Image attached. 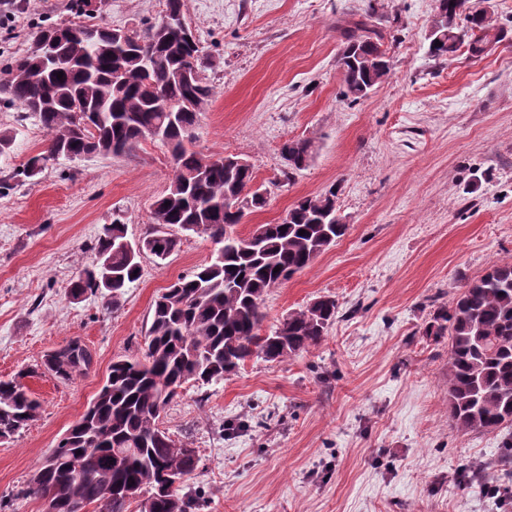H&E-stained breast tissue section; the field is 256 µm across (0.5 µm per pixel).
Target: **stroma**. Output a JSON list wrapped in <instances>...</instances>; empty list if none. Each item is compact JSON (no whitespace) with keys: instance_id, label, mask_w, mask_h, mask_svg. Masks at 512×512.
<instances>
[{"instance_id":"1","label":"stroma","mask_w":512,"mask_h":512,"mask_svg":"<svg viewBox=\"0 0 512 512\" xmlns=\"http://www.w3.org/2000/svg\"><path fill=\"white\" fill-rule=\"evenodd\" d=\"M373 0H184L211 64L215 95L198 116L193 146L236 155L268 191L238 234L273 224L301 197L337 188L349 229L313 264L272 289L265 328L315 298L339 313L320 347L267 363L254 359L217 385L190 383L162 427L195 448L189 481L199 512H501L512 491H461L470 469L496 459L498 433L463 431L448 418V337L426 335L435 310L494 263H512V0H489L503 40L481 58L437 60L426 35L435 0H375L392 69L371 94L341 96L340 22ZM159 0H108L98 21L137 28ZM0 28V65L30 46L40 26L74 23L68 0H11ZM14 143L0 157V379L22 376L42 404L37 420L0 442V498L10 512H42L21 495L34 470L95 397L113 361L142 354L157 295L209 259L187 236L142 276L114 310L100 296L73 303L66 287L92 259L101 225L120 217L142 237L172 161L150 139L132 155L49 162L47 132L0 106ZM314 140L310 165L284 178L282 144ZM80 339L91 369L72 381L42 367Z\"/></svg>"}]
</instances>
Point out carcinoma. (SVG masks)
Returning a JSON list of instances; mask_svg holds the SVG:
<instances>
[{
  "instance_id": "cac0c4a2",
  "label": "carcinoma",
  "mask_w": 512,
  "mask_h": 512,
  "mask_svg": "<svg viewBox=\"0 0 512 512\" xmlns=\"http://www.w3.org/2000/svg\"><path fill=\"white\" fill-rule=\"evenodd\" d=\"M436 12L428 51L437 59L446 60L463 46L481 57L502 41L488 13L470 0H436ZM170 14L184 15L183 0H165L156 21L128 29L124 37H113L114 29L99 24L43 27L31 33L28 50L0 71V102L37 118L57 157L128 155L159 128L173 160L169 188L153 203L147 232L132 243L125 225L112 220L96 236L92 263L71 280L70 299L101 294L107 306H117L125 288L140 279L134 275L141 270L138 243L156 262L167 260L183 236L205 235L218 245L209 260L163 289L153 305L142 357L112 363L91 414L77 420L80 427H69L56 458L31 475L22 494L50 498L55 512H77L83 504L93 506V512H129L131 499L105 496L111 487L144 495L138 512H193L197 500L185 487L199 457L161 429L167 405L190 382L218 383L255 358L281 363L318 347L338 314L336 300L324 295L263 330L268 293L308 268L346 234L348 225L334 222L337 190L331 187L296 201L286 225L259 224L246 237L235 234L242 214L231 206L240 199L244 209H260L267 197L255 187L253 165L231 167L222 157L190 147L185 126L195 125L214 90L204 75L199 40L191 44L174 32L158 31ZM376 15L371 6L342 27L345 45L337 64L342 96L352 102L367 97L387 77L390 58L385 34L374 24ZM47 34L54 36L63 59L56 68L39 55ZM315 151L310 138L285 141L283 176L306 169ZM426 334L449 336L450 421L461 430L511 429L512 264L487 267L451 306L436 313ZM92 361L89 349L80 347L66 362L47 360L45 366L70 381L86 374ZM22 377L0 381L1 438L18 434L39 415L41 405ZM87 424L107 434L94 452L88 451ZM113 448L133 452L117 464ZM169 474L180 481L164 485Z\"/></svg>"
}]
</instances>
